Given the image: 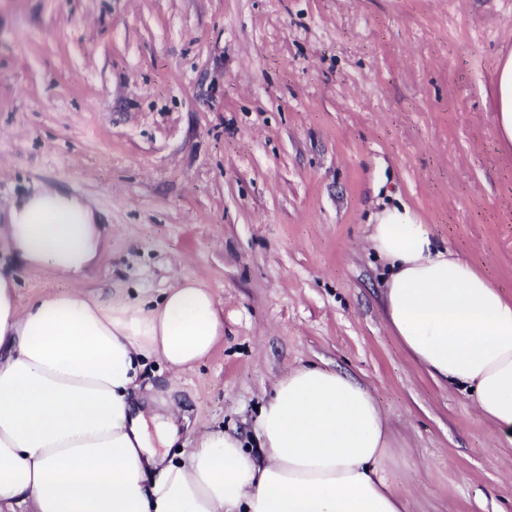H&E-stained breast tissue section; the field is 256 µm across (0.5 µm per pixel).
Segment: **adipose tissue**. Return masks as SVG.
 Segmentation results:
<instances>
[{
	"instance_id": "1",
	"label": "adipose tissue",
	"mask_w": 512,
	"mask_h": 512,
	"mask_svg": "<svg viewBox=\"0 0 512 512\" xmlns=\"http://www.w3.org/2000/svg\"><path fill=\"white\" fill-rule=\"evenodd\" d=\"M0 231L26 266L71 282L21 303L0 275V503L26 512H409L386 471L387 419L360 381L289 369L257 420V444L206 431L188 456L159 457L132 393L149 360L194 368L222 342L212 292L185 280L160 297L111 299L77 281L107 247L96 206L61 187L15 202ZM372 248L387 262L385 320L436 382L470 389L512 447V301L389 208Z\"/></svg>"
}]
</instances>
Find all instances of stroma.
<instances>
[{"label":"stroma","instance_id":"1","mask_svg":"<svg viewBox=\"0 0 512 512\" xmlns=\"http://www.w3.org/2000/svg\"><path fill=\"white\" fill-rule=\"evenodd\" d=\"M512 0H0V225L66 184L112 228L81 283L224 312L194 369L150 362L141 402L256 444L289 368L368 386L410 512H512V452L471 393L387 327L377 214L408 208L512 300V143L496 133ZM21 302L70 289L0 244Z\"/></svg>","mask_w":512,"mask_h":512}]
</instances>
